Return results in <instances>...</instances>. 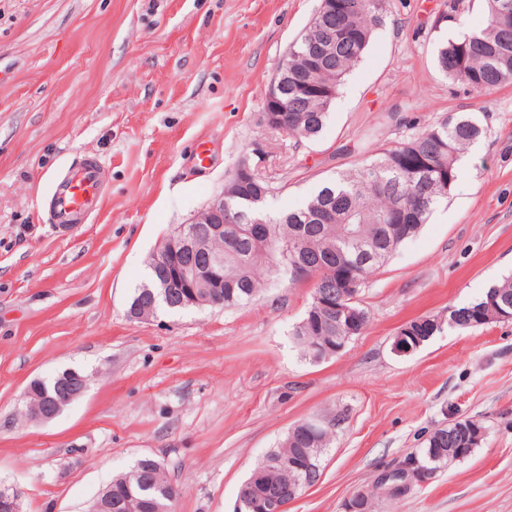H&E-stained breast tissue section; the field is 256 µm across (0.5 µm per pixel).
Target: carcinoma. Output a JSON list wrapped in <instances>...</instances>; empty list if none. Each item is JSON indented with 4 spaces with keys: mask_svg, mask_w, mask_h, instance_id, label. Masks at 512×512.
<instances>
[{
    "mask_svg": "<svg viewBox=\"0 0 512 512\" xmlns=\"http://www.w3.org/2000/svg\"><path fill=\"white\" fill-rule=\"evenodd\" d=\"M487 14L483 28L464 32L441 42L435 63L453 83L488 95L501 84L512 83V29L504 30L501 19L512 17V0H484ZM388 0H335L320 3L300 36L281 58L288 68V111L278 131L296 139H314L325 126L329 108L344 77L360 61L381 22ZM336 33V53L315 65L309 57L310 43L319 35ZM467 46V55L458 46ZM486 134L473 114L450 116L430 124L407 139L379 150L373 160L324 181L295 209L272 211L269 180L246 159L252 178L243 182L234 170L224 186V214L233 223L224 234L210 232L208 224H183L185 234L201 242L212 260L224 268V287L200 288L201 296L214 297L219 306L230 308L252 301L277 274L286 275L303 265L310 278L319 279L312 294L336 290L347 274L359 287L421 229L448 198L458 179L460 155ZM245 224L268 226L269 241H255L240 234ZM512 313V277L487 289L485 294L448 314L421 316L408 322L410 344L429 341L444 328L471 330L485 326L480 317L489 316V299ZM130 306L154 315L160 310L183 309L177 293L167 294L157 277L146 280L134 292ZM347 323L331 322L322 315L314 321L301 319L291 336L308 359L315 345L347 335ZM457 421L435 429L418 454L428 474L469 457L478 443L464 441ZM332 421H323L315 438L305 435L298 423L291 428L280 448L269 453L254 473L240 486L239 512H265L266 499L288 494V476L270 464L273 456L287 458L295 449L311 448L322 454L330 445ZM178 487L170 480L164 464L142 458L133 469L112 480V512L127 499L138 502L139 512H172Z\"/></svg>",
    "mask_w": 512,
    "mask_h": 512,
    "instance_id": "1",
    "label": "carcinoma"
}]
</instances>
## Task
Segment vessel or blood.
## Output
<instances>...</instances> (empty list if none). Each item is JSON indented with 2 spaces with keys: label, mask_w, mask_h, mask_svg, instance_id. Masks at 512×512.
<instances>
[{
  "label": "vessel or blood",
  "mask_w": 512,
  "mask_h": 512,
  "mask_svg": "<svg viewBox=\"0 0 512 512\" xmlns=\"http://www.w3.org/2000/svg\"><path fill=\"white\" fill-rule=\"evenodd\" d=\"M102 180V169L96 160L88 159L69 168L52 188L50 222L66 227L94 214L102 200Z\"/></svg>",
  "instance_id": "1"
}]
</instances>
